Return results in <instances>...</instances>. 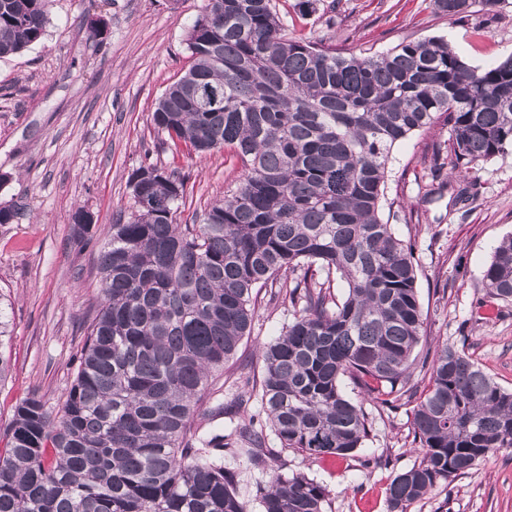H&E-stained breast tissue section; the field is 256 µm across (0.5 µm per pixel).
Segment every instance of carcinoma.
I'll use <instances>...</instances> for the list:
<instances>
[{
  "label": "carcinoma",
  "instance_id": "carcinoma-1",
  "mask_svg": "<svg viewBox=\"0 0 512 512\" xmlns=\"http://www.w3.org/2000/svg\"><path fill=\"white\" fill-rule=\"evenodd\" d=\"M477 3L489 14L499 0H433L454 20ZM48 4L0 0V57L43 38ZM185 44L189 67L158 98L154 129L198 156L230 148L244 175L198 222L179 224V169L133 172L130 216L100 249L101 308L74 383L54 413L35 394L15 408L0 512H249L224 455L265 467L288 450L362 447L363 402L381 417L411 402L425 337L412 245L383 215L391 151L438 114L454 173L512 148V54L479 69L443 38L338 52L288 35L275 0H205ZM198 89L220 104L197 105ZM482 281L512 301V236ZM268 285L292 318L226 400V366ZM8 333L0 306V380ZM409 422L422 458L391 480L389 512L512 448V390L445 342ZM327 496L301 473L257 491L261 512H325Z\"/></svg>",
  "mask_w": 512,
  "mask_h": 512
}]
</instances>
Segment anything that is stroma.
<instances>
[{
    "label": "stroma",
    "instance_id": "obj_1",
    "mask_svg": "<svg viewBox=\"0 0 512 512\" xmlns=\"http://www.w3.org/2000/svg\"><path fill=\"white\" fill-rule=\"evenodd\" d=\"M299 0H276L289 29L339 48L390 50L403 39L441 37L470 65L512 54V0L495 17L475 12L452 21L431 0H336L335 10L301 17ZM203 0H50L43 39L0 58V207L15 219L0 224V306L9 319L5 351L11 368L0 381V430L16 405L38 394L48 408L70 388L88 328L100 308L98 254L112 224L128 218V178L143 164L178 168L186 179L179 223H191L239 181L243 168L229 149L199 158L173 153L150 121L165 88L189 65L188 26ZM106 24L103 37L90 24ZM440 156L442 168L423 165ZM450 129L438 122L396 146L388 163L387 198L410 240L427 339L416 349L412 379L429 387L437 346L449 342L497 384L512 389V301L486 296L482 275L495 247L512 235V150L471 169L468 201L453 202ZM94 221L85 234L76 209ZM286 305L261 302L252 333L236 355L258 369L256 346L290 319ZM409 407L373 421L362 448L346 458L282 454V474L305 473L328 491L325 512H387L385 490L421 450L408 435ZM238 496L261 512L258 486L271 471L225 457ZM410 512H512V448L469 473L439 484Z\"/></svg>",
    "mask_w": 512,
    "mask_h": 512
}]
</instances>
